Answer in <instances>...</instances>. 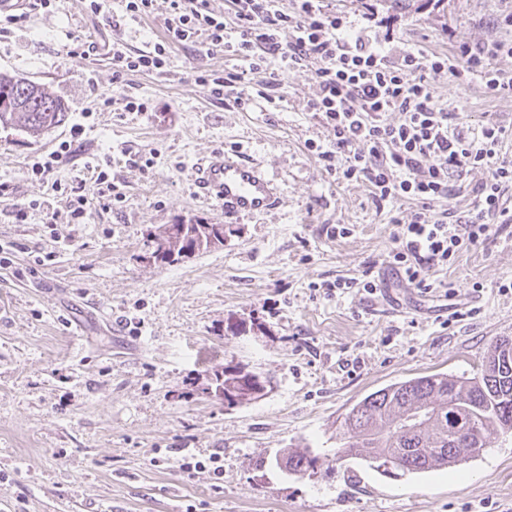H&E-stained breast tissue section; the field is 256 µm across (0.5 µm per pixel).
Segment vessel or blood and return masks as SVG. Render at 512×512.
<instances>
[{"label": "vessel or blood", "instance_id": "1", "mask_svg": "<svg viewBox=\"0 0 512 512\" xmlns=\"http://www.w3.org/2000/svg\"><path fill=\"white\" fill-rule=\"evenodd\" d=\"M201 192L215 199L225 216L253 214L272 209L280 199V187L255 164L234 152L217 150L197 168Z\"/></svg>", "mask_w": 512, "mask_h": 512}]
</instances>
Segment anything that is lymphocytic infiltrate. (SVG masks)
Here are the masks:
<instances>
[{"label": "lymphocytic infiltrate", "instance_id": "f902f5d3", "mask_svg": "<svg viewBox=\"0 0 512 512\" xmlns=\"http://www.w3.org/2000/svg\"><path fill=\"white\" fill-rule=\"evenodd\" d=\"M171 16L164 37L147 51L128 54L112 47L115 82L128 73H160L172 48L203 42L209 55L240 60V68L201 72L197 80L213 95L232 92L238 105L253 96L283 101L288 71L312 69L316 96L305 108L329 130V143L307 147L338 181L364 183L373 203L384 208L413 200L409 219L395 224L389 263L407 285L432 291L428 272L445 266L461 252L484 244L512 224V159L501 153L512 128L494 122L463 125L434 98L428 75L447 70L442 53L410 50L393 54L389 39L371 36L330 7L328 0H233L236 30L227 32L223 15L209 0H168ZM290 39H283L284 30ZM460 55L467 71L500 97H512V75L493 67L512 57V40L474 47ZM398 120H389V113ZM488 170L470 190L466 216L434 215L433 203L452 195V177Z\"/></svg>", "mask_w": 512, "mask_h": 512}]
</instances>
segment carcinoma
<instances>
[{"label": "carcinoma", "instance_id": "obj_1", "mask_svg": "<svg viewBox=\"0 0 512 512\" xmlns=\"http://www.w3.org/2000/svg\"><path fill=\"white\" fill-rule=\"evenodd\" d=\"M22 78L0 73V126L16 127L30 136H39L61 125L67 116L62 101L44 87L39 93L21 85ZM178 243L157 253L163 262L195 252L201 229L183 224ZM512 338L495 341L482 364L481 375L473 378L436 374L412 378L380 389L356 404L344 418V457L384 464L392 456L408 471L447 468L485 447L482 434L492 428L512 431ZM431 404L425 428L399 435L394 428L398 417L409 409ZM477 419L480 432L465 430L466 422ZM286 471L303 476L315 470L318 458L309 451H292Z\"/></svg>", "mask_w": 512, "mask_h": 512}]
</instances>
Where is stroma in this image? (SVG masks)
Segmentation results:
<instances>
[{"instance_id": "1", "label": "stroma", "mask_w": 512, "mask_h": 512, "mask_svg": "<svg viewBox=\"0 0 512 512\" xmlns=\"http://www.w3.org/2000/svg\"><path fill=\"white\" fill-rule=\"evenodd\" d=\"M507 0H336L352 20L374 14L396 50L447 54L461 77L429 83L462 123L512 124V98L489 93L458 55L512 37L496 26ZM0 32V73L30 79L62 100L64 123L34 137L0 127V512H512V434L495 432L459 465L387 471L338 458L342 423L368 394L434 374L474 377L499 337H512V227L432 267L438 287L408 286L389 264L391 211L361 183H339L308 141L330 134L305 111L312 70L285 77L287 100L240 109L194 81L200 68L233 69L223 56L178 46L162 74L117 84L89 44L120 39L144 50L165 34L166 0L144 18L105 0L43 9ZM121 16L112 30L109 15ZM149 105L123 109L124 96ZM83 133L72 137L71 128ZM72 140L50 180L33 160ZM236 150L281 188L266 213L225 217L199 195L195 168ZM107 172L120 200L99 197ZM86 183L85 219L70 221L53 180ZM29 205L25 223L14 209ZM224 227L222 245L178 261L155 259L165 224ZM346 237L326 234L333 225ZM43 264H36V257ZM372 271L379 287L326 294L323 286ZM117 330H108L102 313ZM238 365L267 380L264 396L236 406L207 395L210 377ZM308 449L314 476L291 475L277 452ZM223 459L224 474L186 471L184 457Z\"/></svg>"}]
</instances>
